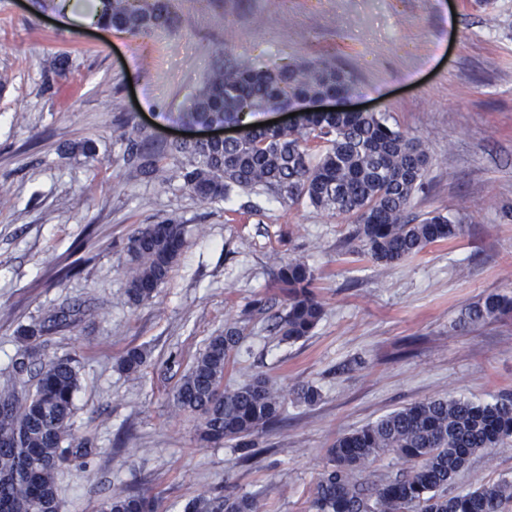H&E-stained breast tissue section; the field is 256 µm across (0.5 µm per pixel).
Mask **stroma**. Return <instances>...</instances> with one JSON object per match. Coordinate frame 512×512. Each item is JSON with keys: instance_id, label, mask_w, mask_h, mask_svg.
I'll list each match as a JSON object with an SVG mask.
<instances>
[{"instance_id": "obj_1", "label": "stroma", "mask_w": 512, "mask_h": 512, "mask_svg": "<svg viewBox=\"0 0 512 512\" xmlns=\"http://www.w3.org/2000/svg\"><path fill=\"white\" fill-rule=\"evenodd\" d=\"M57 2L0 0V373L12 369L19 326L78 310L45 346L80 363L73 430L91 450L60 474L59 512H100L118 491L184 512L204 488L253 497L258 512H309L339 435L432 397L512 393V314L460 322L486 294L512 295V0H176L175 27L142 36L86 24L96 0L65 13ZM239 57L267 69L298 57L335 64L356 88L346 106L428 153L409 218L437 211L462 234L386 267L354 254L351 224L306 200L202 202L181 180L161 184L124 161L119 132L140 131L142 151L172 164L181 113L217 62ZM86 140L96 159L76 151ZM171 217L186 226L182 254L152 301L129 305L127 239ZM297 256L315 272L324 316L288 344L270 329L286 304L272 260ZM228 323L244 339L225 384L261 375L285 396L280 424L255 435L262 453L245 465L236 442L201 443L173 402ZM130 347L151 352L135 377L117 366ZM307 384L322 394L316 405L294 394ZM503 476L512 440L474 456L448 491Z\"/></svg>"}]
</instances>
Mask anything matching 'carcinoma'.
I'll return each mask as SVG.
<instances>
[{"mask_svg": "<svg viewBox=\"0 0 512 512\" xmlns=\"http://www.w3.org/2000/svg\"><path fill=\"white\" fill-rule=\"evenodd\" d=\"M113 29L148 35L174 22L172 0H101ZM351 81L326 62L301 60L261 71L242 58L215 66L181 115L189 126L234 123L243 135L232 141H181L177 168L183 188L211 202L234 193L266 194L281 202L300 197L315 208L355 225L356 253L388 266L429 245L463 232L445 215L431 212L418 222L406 211L423 187L428 155L421 140L387 125L368 112H302L289 128H249L244 117L281 103L298 104L331 91L348 95ZM136 161L160 183L170 180L158 161L129 147ZM185 225L176 218L138 228L126 246L125 295L140 305L169 278L184 247ZM277 278L288 292L274 330L294 343L309 336L324 314L314 290V270L302 257L276 263ZM512 312V296L489 293L466 309L461 321L478 324ZM44 324L22 326L15 336L14 371L35 373L31 390L15 376L0 381V512H58V477L87 457L71 437L80 370L72 358L45 359ZM243 340L234 325L208 339L181 378L174 400L178 410L197 419L201 440L220 445L238 441L239 461L261 453L249 437L272 427L283 409V394L263 377L234 387L224 375ZM148 362L145 350L131 348L119 368L136 374ZM512 438V394L493 403L437 397L388 413L336 439L311 494L312 512H503L512 503V477L448 494V484L470 459ZM393 454L405 467L376 476L373 462ZM254 498L214 497L200 491L184 512H256ZM101 512H155L143 494L115 493Z\"/></svg>", "mask_w": 512, "mask_h": 512, "instance_id": "cac0c4a2", "label": "carcinoma"}]
</instances>
